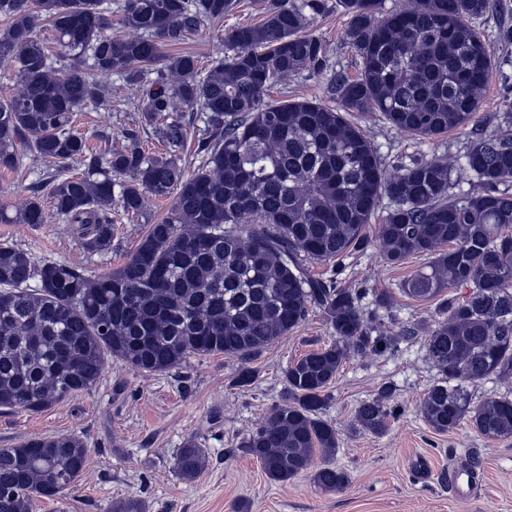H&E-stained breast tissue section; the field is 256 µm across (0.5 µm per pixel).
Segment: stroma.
Returning <instances> with one entry per match:
<instances>
[{"instance_id":"obj_1","label":"stroma","mask_w":512,"mask_h":512,"mask_svg":"<svg viewBox=\"0 0 512 512\" xmlns=\"http://www.w3.org/2000/svg\"><path fill=\"white\" fill-rule=\"evenodd\" d=\"M258 17L256 0H239L224 19L205 21L182 48L198 55L201 70H209L224 56L226 34ZM347 25L339 9L319 18L313 31L327 47L326 71L291 77L271 89L270 98L323 100L334 74L357 77L359 58L346 39ZM481 27L492 55L502 63L476 116L492 128L502 113L512 112V43L498 37L500 28H512V0H496L493 15ZM102 87L112 107H88L76 122L91 144L99 145V133L106 132L113 146H123L127 130L135 129L147 149L163 151L165 121H144L137 110L140 86L115 73L103 79ZM351 119L370 137L390 173L417 159L460 155L466 143L462 129L422 139L384 124L376 114L355 112ZM55 170L67 174L71 168L28 159L15 172L0 171V207L20 209L31 196V185ZM171 203L168 197L148 199L144 214L135 218L116 211L112 247L103 253L84 250L48 203L42 224L0 222V240L22 246L35 259L70 263L96 277L118 268L148 226L163 220ZM425 263V257L414 256L390 266L375 245L310 266L314 276L362 291L366 311H374L379 292L392 299L385 317L386 347L346 360L323 412L338 433L332 461L350 476L343 491H321L307 473L271 483L242 448L280 403L289 362L330 340L332 331L314 308L295 331L250 360L256 379L247 386L236 383L241 361L221 354L194 356L178 369L152 375L110 361L91 390L43 411L0 409V448L75 434L88 449L85 477L63 498L35 499L31 512H110L114 502L125 499L143 501L147 512H512V438L493 440L467 424L440 434L421 416L422 399L440 377L421 333L441 321L440 301L409 298L401 284ZM411 327L419 329V336H404ZM386 385L393 389L388 430L374 435L357 429V407ZM191 437L206 448L209 463L196 478L185 480L175 470V458Z\"/></svg>"}]
</instances>
